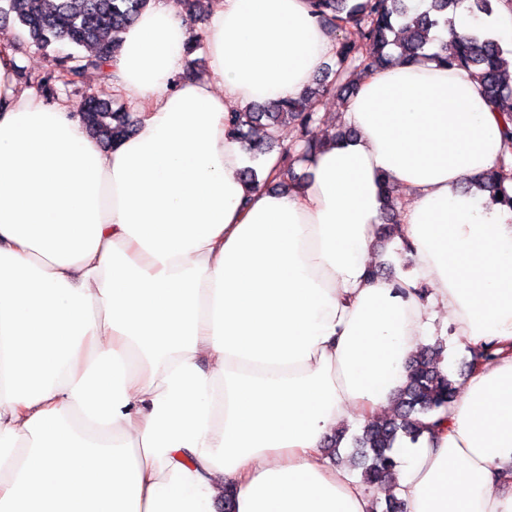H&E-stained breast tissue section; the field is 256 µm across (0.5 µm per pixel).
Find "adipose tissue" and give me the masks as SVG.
Listing matches in <instances>:
<instances>
[{
	"mask_svg": "<svg viewBox=\"0 0 512 512\" xmlns=\"http://www.w3.org/2000/svg\"><path fill=\"white\" fill-rule=\"evenodd\" d=\"M512 48V0L459 7L438 41ZM189 21L149 0L110 84L131 101L114 147L73 105L18 84L0 34V512H374L324 453L383 413L438 317L463 348L512 343V207L461 182L505 156L480 83L395 62L349 97L347 142L308 178L239 171L225 116L295 99L336 43L309 0H213L208 74ZM404 192L409 277L373 279L380 181ZM431 288L421 297L420 286ZM433 438L402 445L408 512H512V354L456 379Z\"/></svg>",
	"mask_w": 512,
	"mask_h": 512,
	"instance_id": "adipose-tissue-1",
	"label": "adipose tissue"
}]
</instances>
